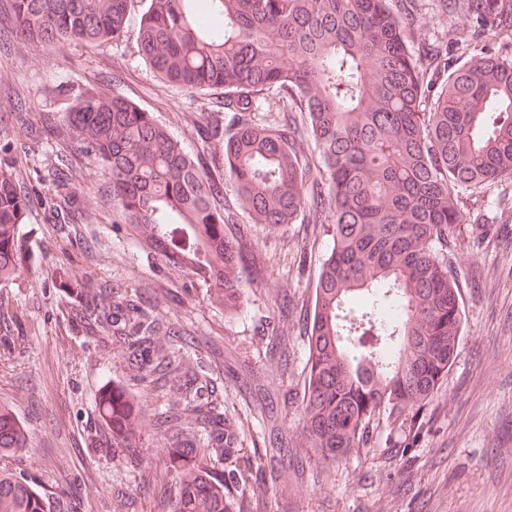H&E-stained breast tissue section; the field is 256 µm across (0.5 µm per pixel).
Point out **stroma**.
I'll list each match as a JSON object with an SVG mask.
<instances>
[{"label":"stroma","instance_id":"stroma-1","mask_svg":"<svg viewBox=\"0 0 512 512\" xmlns=\"http://www.w3.org/2000/svg\"><path fill=\"white\" fill-rule=\"evenodd\" d=\"M140 14L131 12L119 36L105 47L65 44L48 62L35 61L27 44L11 35L8 0H0V138L21 106L63 117L67 90L95 85L116 90L154 119L169 125L185 145L191 130L182 115L199 112L217 97L190 96L162 83L138 48ZM72 181L89 195L82 230L97 264L89 277H138L183 282L182 272L148 251L112 222L107 175L76 167ZM512 177L485 185L468 207L491 224L485 239L458 225L450 240L460 283L463 322L455 360L414 425L371 429L359 452L328 466L296 448L307 479L280 496L275 512H512ZM30 259L9 287L12 305L0 323V403L9 404L33 438L30 448L0 458V465L51 491L60 512H112V461L92 444L104 437L97 401L112 383L129 380L119 347L71 330L53 288L59 248L47 205L32 200L23 226ZM276 279L256 282L242 315L225 324L224 311L197 287L186 305L199 324V340L227 341L242 363L261 368L262 326L278 312ZM140 408L139 458L122 475L136 503L161 502L152 486L171 482L161 467L165 439L155 429L159 407L152 393L134 386Z\"/></svg>","mask_w":512,"mask_h":512}]
</instances>
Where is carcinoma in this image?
Wrapping results in <instances>:
<instances>
[{
  "mask_svg": "<svg viewBox=\"0 0 512 512\" xmlns=\"http://www.w3.org/2000/svg\"><path fill=\"white\" fill-rule=\"evenodd\" d=\"M438 2L444 37L429 43L418 0H10L15 34L42 56L61 43L103 47L138 9L139 51L159 80L222 91L215 107L184 113L192 152L150 113L93 89L72 92L54 126L69 151L53 171L22 182L14 141L0 146V288L27 260L22 225L43 193L61 218L57 287L70 327L119 346L160 404L170 512H272L271 493L301 476L279 408L290 325L283 315L269 323L262 373L214 348L209 367L234 380V391L218 389L189 355L187 288L73 274L94 260L71 249L86 204L70 186L73 165L108 169L112 223L214 290L231 318L268 270L248 249L254 226L311 228L299 267L309 243L329 237L302 329L301 409L310 450L339 462L374 423L401 428L432 401L462 324L449 238L469 194L512 176V44L466 51L512 27V0ZM159 293L175 307L150 300ZM98 406L112 432L100 448L120 471L137 455L139 407L121 383ZM257 422L263 445L249 449ZM30 445L0 405V452ZM0 512L59 510L0 468Z\"/></svg>",
  "mask_w": 512,
  "mask_h": 512,
  "instance_id": "cac0c4a2",
  "label": "carcinoma"
}]
</instances>
